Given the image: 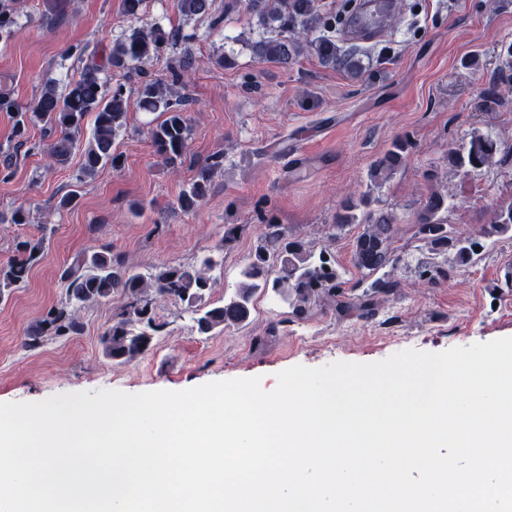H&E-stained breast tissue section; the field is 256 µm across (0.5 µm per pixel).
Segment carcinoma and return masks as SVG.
Returning <instances> with one entry per match:
<instances>
[{
	"mask_svg": "<svg viewBox=\"0 0 512 512\" xmlns=\"http://www.w3.org/2000/svg\"><path fill=\"white\" fill-rule=\"evenodd\" d=\"M15 0H0V38L16 35ZM147 0H121L122 13L130 20L145 16ZM246 11L265 24H274L278 35L252 44L254 55L288 64L303 51L316 54L326 64L351 73L360 70L356 49L336 45V24L348 25L356 7L344 0L339 12L319 13L314 0H245ZM176 8L192 17L207 13L209 0H176ZM170 44V34L151 25L149 29H133L113 43L109 54L101 59L85 56L78 51L83 66L77 80L65 91L47 86L32 100L31 113L20 112L7 93L0 94V110L17 111L15 133L19 145L26 144L28 116L44 122L48 131L47 155L52 163L66 164L76 147L84 120L93 117L91 137L84 149V161L79 184L92 177L106 164L116 167L119 157L113 151L115 138L126 126V81L139 77L138 96L142 110L158 112L163 119L149 129L153 145L171 163L181 159L187 149L190 125L186 100L175 95V87L184 82L185 74L193 68L192 58L185 56L179 71L170 81L151 78L139 64L164 53ZM505 68L492 78V86L512 83V44L504 48ZM113 69L122 73V79L110 86L102 78L103 72ZM410 143L398 138L384 155L370 168L368 179L378 185L392 178L406 161ZM500 146L488 135H473L464 153L448 151V167L460 170L468 167L481 169L493 162ZM502 153V152H500ZM508 152L502 153L507 159ZM224 166V156L210 157L202 167L199 179L182 192L179 203L189 210L208 195L210 173ZM368 192L359 197L345 198L336 213L335 222L324 225V234L330 241L342 234L346 227H361L353 244V262L365 277H374L362 294L345 300L341 296V281L332 264L330 253L323 249L314 253L307 235L290 232L288 228L263 220L264 230L249 254L241 271V280L232 296L220 304L210 302L212 289L208 272L219 264L212 256L196 264H160L144 273L123 265L112 258L108 250L80 253L66 263L60 274L65 294L60 303L26 332L25 344L36 348L45 341L62 336L81 334L84 324L81 311L99 305L119 295L124 304L100 338L103 354L120 363L136 359L150 350L166 323L156 316L153 296L159 295L179 301L192 314L196 331L209 335L215 330L238 326L247 321L253 300L260 291L270 290L286 303L292 316L306 320L311 306L317 300L336 304L342 312H355L361 318H371L378 310V296L389 294L400 287L398 281L384 273L400 260L394 247L399 227L396 216L382 209L372 208ZM448 211V196L433 191L417 212L414 237L435 256L453 254L460 267L472 264L481 240L500 238L512 233V206L494 212L476 237L459 238L450 230L444 213ZM44 240L20 245L21 255L15 257L0 271V298L10 288L22 283L36 253Z\"/></svg>",
	"mask_w": 512,
	"mask_h": 512,
	"instance_id": "carcinoma-1",
	"label": "carcinoma"
}]
</instances>
